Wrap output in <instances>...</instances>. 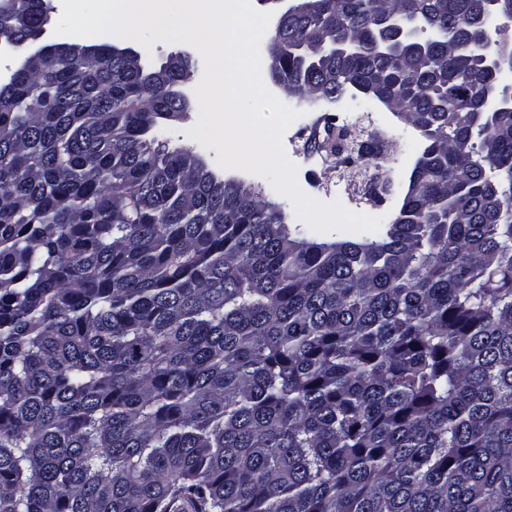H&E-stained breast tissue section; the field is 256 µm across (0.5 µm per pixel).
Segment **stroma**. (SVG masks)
<instances>
[{"label": "stroma", "mask_w": 512, "mask_h": 512, "mask_svg": "<svg viewBox=\"0 0 512 512\" xmlns=\"http://www.w3.org/2000/svg\"><path fill=\"white\" fill-rule=\"evenodd\" d=\"M290 106L300 116L283 133L282 146L296 167L299 188L317 200L340 202L355 213L393 218L426 145L420 133L384 105L364 111L348 96L334 104L294 100ZM344 127L373 144L376 155L368 163L345 167L327 156V149L339 144Z\"/></svg>", "instance_id": "1"}]
</instances>
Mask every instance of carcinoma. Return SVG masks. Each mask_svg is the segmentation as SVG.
I'll use <instances>...</instances> for the list:
<instances>
[{"mask_svg": "<svg viewBox=\"0 0 512 512\" xmlns=\"http://www.w3.org/2000/svg\"><path fill=\"white\" fill-rule=\"evenodd\" d=\"M319 2L270 74L427 141L370 242L146 139L193 111L188 61L107 35L0 76V512H512V110L482 104L512 0ZM55 11L0 0V45ZM115 42L118 43V45H120V46L131 47V48L139 51L142 55V63L146 64L148 66L160 65L162 62H164L166 60L167 56L171 52L186 51L190 54L192 60L197 64V68H198L199 72L201 74H203V60L201 58V55L193 46H191L189 44H185V43L169 44V43L157 42L153 45L152 52H151V54H149L141 44H139L138 42H136L134 40H131V39H129L127 41H115L114 40V43ZM131 48L125 49L124 50L125 54L130 57L137 58L138 60L141 61L140 54ZM274 200L278 202L286 215V222L293 229L297 227H308L303 221H301L295 212L294 206L290 199L286 196L276 192L274 196ZM383 226H380L379 230L376 232H351L344 230H334L329 232H316L310 229L308 233V237L316 240L318 242H331L337 240H354V241H370L372 239H376L380 233V229Z\"/></svg>", "mask_w": 512, "mask_h": 512, "instance_id": "obj_1", "label": "carcinoma"}]
</instances>
